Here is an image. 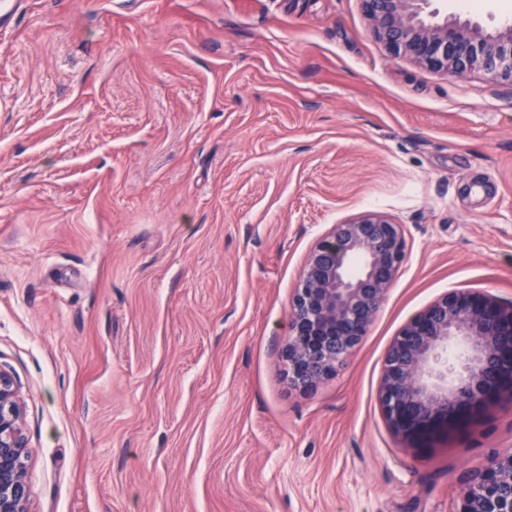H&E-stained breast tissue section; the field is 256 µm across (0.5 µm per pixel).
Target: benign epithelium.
<instances>
[{"instance_id": "7a95c632", "label": "benign epithelium", "mask_w": 512, "mask_h": 512, "mask_svg": "<svg viewBox=\"0 0 512 512\" xmlns=\"http://www.w3.org/2000/svg\"><path fill=\"white\" fill-rule=\"evenodd\" d=\"M374 36L394 57L463 77L482 71L512 86V23L488 30L458 17L431 20V0H361ZM406 258L400 225L369 214L337 224L310 254L290 305L288 379L312 390L366 335ZM462 355L448 362V347ZM512 398V304L452 290L393 338L379 389L384 417L407 442L449 434L487 403ZM27 438L19 394L0 370V512H29ZM456 512H512V450L459 486Z\"/></svg>"}]
</instances>
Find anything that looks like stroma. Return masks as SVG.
I'll list each match as a JSON object with an SVG mask.
<instances>
[{
  "instance_id": "1",
  "label": "stroma",
  "mask_w": 512,
  "mask_h": 512,
  "mask_svg": "<svg viewBox=\"0 0 512 512\" xmlns=\"http://www.w3.org/2000/svg\"><path fill=\"white\" fill-rule=\"evenodd\" d=\"M23 2L0 15V369L31 512H454L512 448V403L410 448L378 392L440 295L512 303V86L392 57L361 0ZM370 213L405 263L301 390L292 295Z\"/></svg>"
}]
</instances>
